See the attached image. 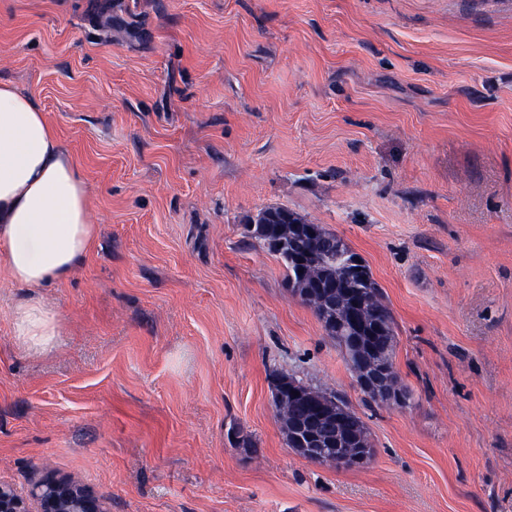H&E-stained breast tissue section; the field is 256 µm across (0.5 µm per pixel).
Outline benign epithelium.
<instances>
[{"mask_svg": "<svg viewBox=\"0 0 512 512\" xmlns=\"http://www.w3.org/2000/svg\"><path fill=\"white\" fill-rule=\"evenodd\" d=\"M392 361L379 358L368 351L359 367V387L403 404L405 396L390 386ZM336 401H322L315 415L294 424L295 451L317 464L338 468L353 467L367 462L370 449L344 426L342 411ZM37 509H29V502ZM0 512H106L102 503L81 483L72 479L49 477L35 484L28 496L19 495L13 488L0 484Z\"/></svg>", "mask_w": 512, "mask_h": 512, "instance_id": "1", "label": "benign epithelium"}]
</instances>
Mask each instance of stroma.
I'll return each mask as SVG.
<instances>
[{"instance_id": "obj_1", "label": "stroma", "mask_w": 512, "mask_h": 512, "mask_svg": "<svg viewBox=\"0 0 512 512\" xmlns=\"http://www.w3.org/2000/svg\"><path fill=\"white\" fill-rule=\"evenodd\" d=\"M0 82L88 188L72 276L0 270V482L106 512H512V0H0ZM284 208L369 266L398 407L364 394L246 224ZM51 300L34 357L10 310ZM373 455L289 448L273 381ZM11 318L14 338L28 353L47 354L59 346L63 336L60 317L43 299L17 303Z\"/></svg>"}]
</instances>
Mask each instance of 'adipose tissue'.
I'll use <instances>...</instances> for the list:
<instances>
[{
  "instance_id": "adipose-tissue-1",
  "label": "adipose tissue",
  "mask_w": 512,
  "mask_h": 512,
  "mask_svg": "<svg viewBox=\"0 0 512 512\" xmlns=\"http://www.w3.org/2000/svg\"><path fill=\"white\" fill-rule=\"evenodd\" d=\"M94 243L76 162L34 101L0 86V269L15 284L42 288L68 278ZM11 318L28 353L59 346L60 317L43 299L17 303Z\"/></svg>"
}]
</instances>
